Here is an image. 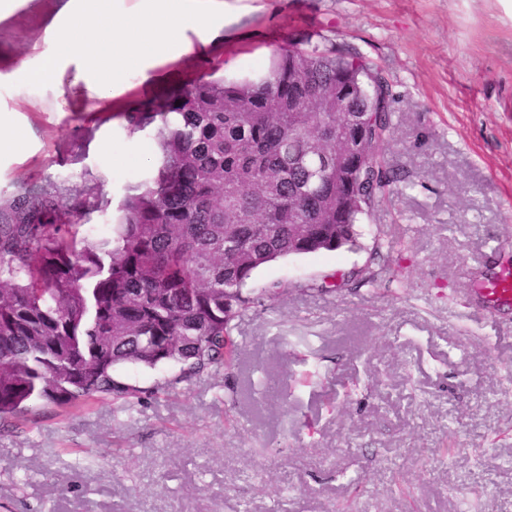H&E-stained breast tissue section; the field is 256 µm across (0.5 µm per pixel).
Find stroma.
<instances>
[{"instance_id": "stroma-1", "label": "stroma", "mask_w": 512, "mask_h": 512, "mask_svg": "<svg viewBox=\"0 0 512 512\" xmlns=\"http://www.w3.org/2000/svg\"><path fill=\"white\" fill-rule=\"evenodd\" d=\"M226 2L211 36L187 33L97 103L72 64L23 81L68 0L1 14L0 113L20 148L0 154V204L37 183L115 222L153 159L127 113L324 36L393 85L384 165L401 192L355 246L255 273L235 368L126 365L113 377L129 401L0 420V512H512V307L465 292L512 270V0Z\"/></svg>"}]
</instances>
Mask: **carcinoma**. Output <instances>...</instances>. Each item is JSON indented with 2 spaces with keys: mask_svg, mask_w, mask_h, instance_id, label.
<instances>
[{
  "mask_svg": "<svg viewBox=\"0 0 512 512\" xmlns=\"http://www.w3.org/2000/svg\"><path fill=\"white\" fill-rule=\"evenodd\" d=\"M180 105H175V101ZM392 86L334 39L278 50L259 75L196 80L127 115L156 161L111 235L80 242L90 209L32 186L0 207V419L43 400L126 397L117 365L186 373L238 362L243 286L290 255L356 242L398 193L383 168ZM364 131L368 148L349 149Z\"/></svg>",
  "mask_w": 512,
  "mask_h": 512,
  "instance_id": "carcinoma-1",
  "label": "carcinoma"
}]
</instances>
